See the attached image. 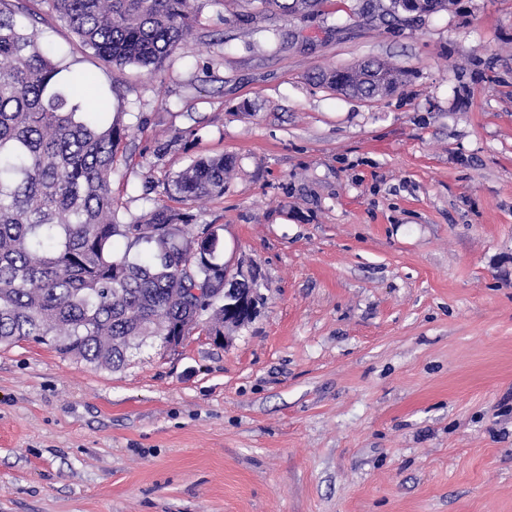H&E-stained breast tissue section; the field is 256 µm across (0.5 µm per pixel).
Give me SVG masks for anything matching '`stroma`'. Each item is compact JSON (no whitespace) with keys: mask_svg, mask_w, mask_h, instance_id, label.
Listing matches in <instances>:
<instances>
[{"mask_svg":"<svg viewBox=\"0 0 512 512\" xmlns=\"http://www.w3.org/2000/svg\"><path fill=\"white\" fill-rule=\"evenodd\" d=\"M362 3L205 0L150 76L17 0L128 132L126 221L235 158L193 211L261 301L228 343L147 338L114 370L0 346V512H512V0ZM368 60L395 92L321 80ZM257 2L262 14L293 16L310 15L317 11L323 0H249Z\"/></svg>","mask_w":512,"mask_h":512,"instance_id":"1","label":"stroma"}]
</instances>
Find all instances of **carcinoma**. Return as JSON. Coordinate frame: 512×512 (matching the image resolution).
<instances>
[{
	"label": "carcinoma",
	"mask_w": 512,
	"mask_h": 512,
	"mask_svg": "<svg viewBox=\"0 0 512 512\" xmlns=\"http://www.w3.org/2000/svg\"><path fill=\"white\" fill-rule=\"evenodd\" d=\"M260 12L310 15L323 0H255ZM82 46L116 66L161 71L193 28L200 0H48ZM0 0V345L46 344L117 369L145 336L224 335L219 228L199 243L193 204L220 198L232 161L198 156L165 179L167 198L131 224L112 195L122 140L106 105ZM341 86H336V75ZM322 79L346 94L400 83L379 61ZM125 247H114L117 239ZM197 280L206 292L196 296Z\"/></svg>",
	"instance_id": "1"
}]
</instances>
